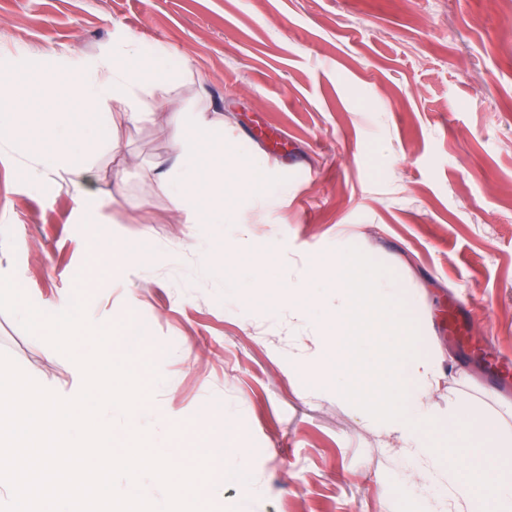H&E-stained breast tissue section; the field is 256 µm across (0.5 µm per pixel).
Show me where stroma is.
I'll use <instances>...</instances> for the list:
<instances>
[{
	"label": "stroma",
	"mask_w": 512,
	"mask_h": 512,
	"mask_svg": "<svg viewBox=\"0 0 512 512\" xmlns=\"http://www.w3.org/2000/svg\"><path fill=\"white\" fill-rule=\"evenodd\" d=\"M187 55V71L147 96L149 118L118 121L112 154L73 159L30 188L25 155L0 140V272L34 305L71 300L90 256L112 242L137 263L85 290L87 316L120 333L118 358L149 360L151 402L139 426L159 441L157 412L195 462L210 409L224 413L254 488L213 475L200 494L215 512H470L444 475L404 459L382 423L336 391L326 339L288 308L232 287L259 258L281 282L309 259L357 247L384 265L420 325L421 350L443 354L432 391L439 421L461 410L496 420L512 454V6L486 0H0V69L45 49L89 61L116 33ZM210 101L224 161L258 156L284 195L245 198L246 229L191 224L149 195L170 152L168 112ZM92 172L82 175L84 165ZM111 195L108 223L86 224L76 183ZM0 351L58 395L70 360L0 312ZM322 366L310 378L301 363Z\"/></svg>",
	"instance_id": "35a3bbf8"
}]
</instances>
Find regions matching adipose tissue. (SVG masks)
I'll use <instances>...</instances> for the list:
<instances>
[{
	"mask_svg": "<svg viewBox=\"0 0 512 512\" xmlns=\"http://www.w3.org/2000/svg\"><path fill=\"white\" fill-rule=\"evenodd\" d=\"M187 65V56L158 46L144 49L126 34L117 35L111 52L76 66V75L51 67L31 77L17 71L0 79V137L13 136L17 112L23 111L32 90L47 98L77 104L90 113L95 128L108 126L115 115L138 119L146 107L143 95L154 93L164 78L172 73L173 63ZM212 121L206 113L190 117L178 108L171 109L169 135L172 163L152 184L151 193L167 196L176 209L191 208L195 224H241L245 218L235 209L242 196L262 192L273 196V186H260V162L247 166L224 167V150L210 139ZM70 111H43L39 137L61 144L57 153L33 154L26 168L28 184L38 188L49 183L65 155H91L97 146L94 137L76 134ZM211 185L206 198H198L201 185Z\"/></svg>",
	"mask_w": 512,
	"mask_h": 512,
	"instance_id": "ef3b65f1",
	"label": "adipose tissue"
}]
</instances>
